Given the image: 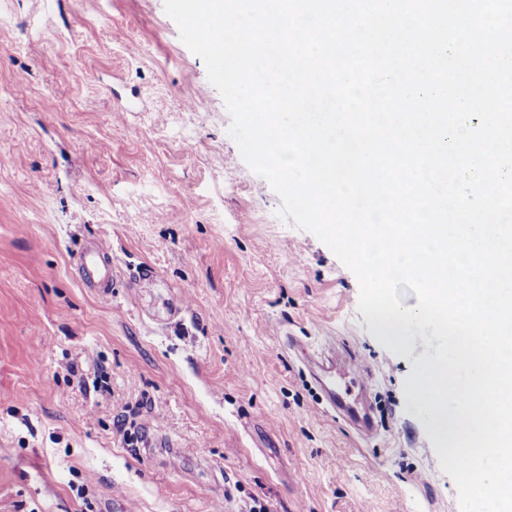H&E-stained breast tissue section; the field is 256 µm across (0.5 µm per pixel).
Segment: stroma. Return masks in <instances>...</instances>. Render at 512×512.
Returning a JSON list of instances; mask_svg holds the SVG:
<instances>
[{
    "mask_svg": "<svg viewBox=\"0 0 512 512\" xmlns=\"http://www.w3.org/2000/svg\"><path fill=\"white\" fill-rule=\"evenodd\" d=\"M230 123L163 0H0V512H460L403 392L434 345L376 340ZM98 239L107 302L75 266ZM331 339L371 435L326 408Z\"/></svg>",
    "mask_w": 512,
    "mask_h": 512,
    "instance_id": "1",
    "label": "stroma"
}]
</instances>
